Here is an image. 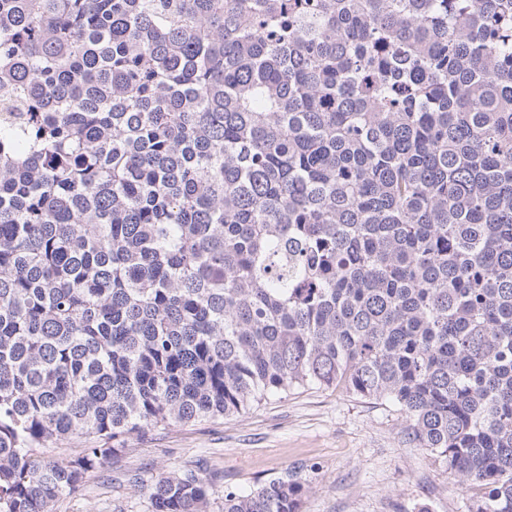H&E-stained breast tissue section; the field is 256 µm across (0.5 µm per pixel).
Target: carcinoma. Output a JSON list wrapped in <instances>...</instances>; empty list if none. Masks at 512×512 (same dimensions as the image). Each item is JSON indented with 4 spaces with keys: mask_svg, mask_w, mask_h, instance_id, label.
I'll list each match as a JSON object with an SVG mask.
<instances>
[{
    "mask_svg": "<svg viewBox=\"0 0 512 512\" xmlns=\"http://www.w3.org/2000/svg\"><path fill=\"white\" fill-rule=\"evenodd\" d=\"M311 386L512 512V0H0V512ZM87 446V443L82 437H73L62 445L50 444L47 448H42L41 451L45 457L51 459H64L77 456L81 454Z\"/></svg>",
    "mask_w": 512,
    "mask_h": 512,
    "instance_id": "carcinoma-1",
    "label": "carcinoma"
}]
</instances>
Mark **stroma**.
<instances>
[{
	"label": "stroma",
	"instance_id": "obj_1",
	"mask_svg": "<svg viewBox=\"0 0 512 512\" xmlns=\"http://www.w3.org/2000/svg\"><path fill=\"white\" fill-rule=\"evenodd\" d=\"M404 427L396 408L331 389L273 396L239 416L130 436L55 510L145 512L144 485L192 469L211 487L210 512H221L225 488L247 493L300 465L310 487L302 512H411L422 501L433 512H467L454 475L411 447Z\"/></svg>",
	"mask_w": 512,
	"mask_h": 512
}]
</instances>
